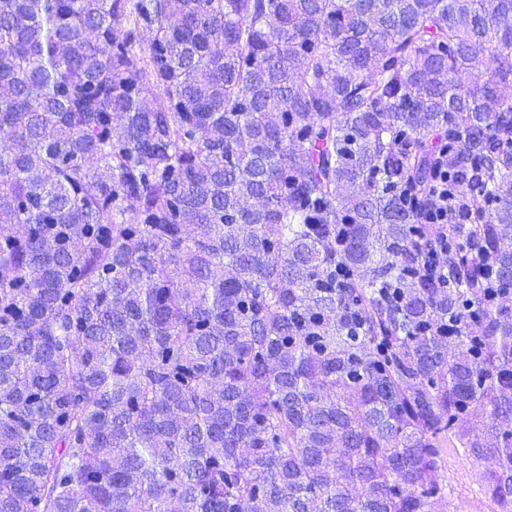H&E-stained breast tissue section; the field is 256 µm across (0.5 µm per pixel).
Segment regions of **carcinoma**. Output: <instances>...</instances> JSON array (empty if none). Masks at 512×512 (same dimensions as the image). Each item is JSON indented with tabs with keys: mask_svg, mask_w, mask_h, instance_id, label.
<instances>
[{
	"mask_svg": "<svg viewBox=\"0 0 512 512\" xmlns=\"http://www.w3.org/2000/svg\"><path fill=\"white\" fill-rule=\"evenodd\" d=\"M0 134V512H512V0H0ZM437 179L426 219L428 224H448V177L440 173ZM446 458L444 509L447 512H498L480 477L489 464L467 457L462 448H448Z\"/></svg>",
	"mask_w": 512,
	"mask_h": 512,
	"instance_id": "1",
	"label": "carcinoma"
}]
</instances>
